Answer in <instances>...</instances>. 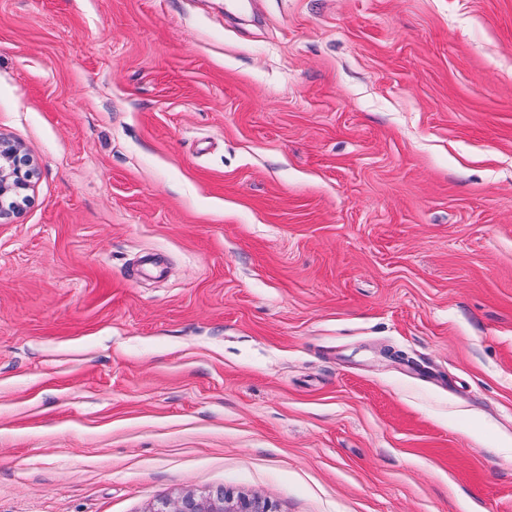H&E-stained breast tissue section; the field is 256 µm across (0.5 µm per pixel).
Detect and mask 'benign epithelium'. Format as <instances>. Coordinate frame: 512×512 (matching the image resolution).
Wrapping results in <instances>:
<instances>
[{
  "label": "benign epithelium",
  "instance_id": "obj_1",
  "mask_svg": "<svg viewBox=\"0 0 512 512\" xmlns=\"http://www.w3.org/2000/svg\"><path fill=\"white\" fill-rule=\"evenodd\" d=\"M35 166L15 144L0 139V219L28 201L25 191L35 176ZM147 512H277L271 501L259 496L235 495L220 487L203 494L186 493L160 499Z\"/></svg>",
  "mask_w": 512,
  "mask_h": 512
}]
</instances>
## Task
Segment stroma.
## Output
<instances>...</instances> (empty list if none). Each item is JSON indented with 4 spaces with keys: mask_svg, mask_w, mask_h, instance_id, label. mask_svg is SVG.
<instances>
[{
    "mask_svg": "<svg viewBox=\"0 0 512 512\" xmlns=\"http://www.w3.org/2000/svg\"><path fill=\"white\" fill-rule=\"evenodd\" d=\"M0 512H512V0H0ZM35 166L15 144L0 139V219L7 218L20 204L28 201L25 191L35 176ZM10 200L9 206L3 201ZM147 512H278L271 501L259 496L234 495L224 487L203 494L186 493L160 499Z\"/></svg>",
    "mask_w": 512,
    "mask_h": 512,
    "instance_id": "35a3bbf8",
    "label": "stroma"
}]
</instances>
